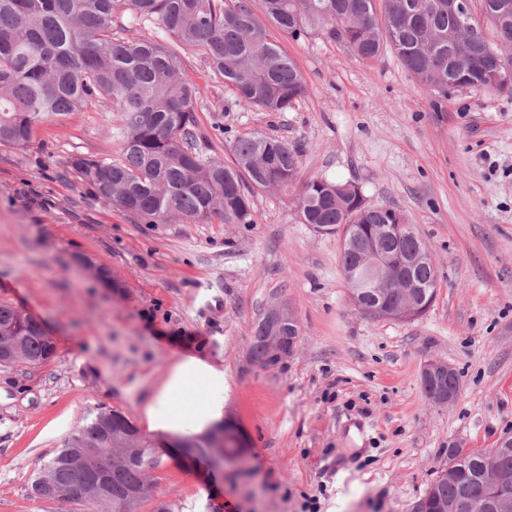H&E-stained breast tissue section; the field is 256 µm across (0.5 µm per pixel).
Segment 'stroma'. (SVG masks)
<instances>
[{"label": "stroma", "instance_id": "1", "mask_svg": "<svg viewBox=\"0 0 512 512\" xmlns=\"http://www.w3.org/2000/svg\"><path fill=\"white\" fill-rule=\"evenodd\" d=\"M270 35L306 96L284 112L243 108L185 51L197 136L226 164L237 137L286 140L301 181H349L401 211L437 267L433 305L411 322L360 315L339 235L301 223L294 187L255 192L252 224L136 223L69 165L118 157L108 103L41 123L29 144L0 145V302L43 320L56 349L0 365V512H73L32 496L33 474L97 408L142 426L187 355L223 366L224 424L246 463L216 470L163 449L138 512H415L450 441L488 450L512 436V94L444 100L392 51L362 61L319 35ZM281 302L300 335L265 368L253 330ZM431 358L459 375L453 406L424 392Z\"/></svg>", "mask_w": 512, "mask_h": 512}]
</instances>
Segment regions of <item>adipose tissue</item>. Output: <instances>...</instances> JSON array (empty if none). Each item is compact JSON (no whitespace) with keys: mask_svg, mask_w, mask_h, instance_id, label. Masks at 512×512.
Here are the masks:
<instances>
[{"mask_svg":"<svg viewBox=\"0 0 512 512\" xmlns=\"http://www.w3.org/2000/svg\"><path fill=\"white\" fill-rule=\"evenodd\" d=\"M226 377L221 366L190 356L176 362L149 399V430L175 435L200 434L224 418Z\"/></svg>","mask_w":512,"mask_h":512,"instance_id":"ef3b65f1","label":"adipose tissue"}]
</instances>
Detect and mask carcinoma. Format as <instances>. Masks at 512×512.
<instances>
[{
    "mask_svg": "<svg viewBox=\"0 0 512 512\" xmlns=\"http://www.w3.org/2000/svg\"><path fill=\"white\" fill-rule=\"evenodd\" d=\"M0 0V144L22 146L43 121L62 118L103 98L120 113L116 160L73 156L70 166L97 194L140 224L256 223L257 190L285 188L298 181L300 151L262 134L239 137L232 164L206 153L194 132L199 89L182 77L181 54L201 52L216 78L233 88L240 105L285 112L307 87L296 63L271 39L266 23L295 40L316 32L349 48L361 60L392 50L404 68L441 98L464 88L497 83L498 50L479 25L457 37L448 0ZM481 10L499 13L512 27V0H479ZM143 24L156 25L169 39L129 40L114 28L125 8ZM326 178L302 184L300 219L327 234L338 224H405L399 210L370 206ZM392 251L415 253V234L385 242ZM412 279L422 303L435 299L436 267L416 265ZM16 336L20 351L8 365H36L51 346L20 310L0 303V331ZM265 321L256 323L252 354L261 359ZM97 457L93 473L76 467L83 454ZM184 453L209 466L210 434L196 436ZM487 451L471 448L458 470L437 481L431 497L443 506L468 500L480 480ZM162 464L152 441L121 413L100 408L72 433L34 475L30 491L51 483L73 488L68 502L88 512H134L127 493L152 495L149 473Z\"/></svg>",
    "mask_w": 512,
    "mask_h": 512,
    "instance_id": "obj_1",
    "label": "carcinoma"
}]
</instances>
